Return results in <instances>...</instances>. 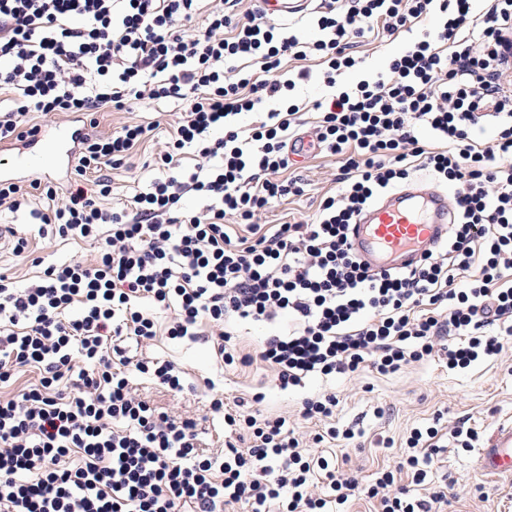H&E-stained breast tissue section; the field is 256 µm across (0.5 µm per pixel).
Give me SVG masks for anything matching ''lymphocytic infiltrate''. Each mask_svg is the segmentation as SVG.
<instances>
[{
  "label": "lymphocytic infiltrate",
  "instance_id": "1",
  "mask_svg": "<svg viewBox=\"0 0 512 512\" xmlns=\"http://www.w3.org/2000/svg\"><path fill=\"white\" fill-rule=\"evenodd\" d=\"M198 2L0 0V142L35 135L38 112L89 128L67 193L0 181V205L28 209L39 237L99 248L95 262L53 263L21 286L0 273V512H331L360 495L380 512H446L448 488L429 486L428 469L462 426L411 431L405 462L365 488L336 456L308 453L287 417L261 413L259 392L233 404L213 394L211 415L236 437L204 447L196 418L139 386L182 391L183 371L130 346L204 340L224 365L262 363L284 390L437 354L452 370L500 356L512 335V0H321L320 34L305 42L260 8L240 17L224 0L202 18ZM428 16L438 25L384 71L338 85L357 64L354 40ZM289 56L321 64L315 141L338 159L339 189L311 222L267 226L260 215L305 186L280 177L305 124L281 70ZM161 100L181 102L183 120L129 209L104 207L110 170L151 129L101 135L97 113ZM271 100L280 109L265 111ZM486 111L496 124L483 143ZM246 112L257 124L244 132ZM415 159L454 190L448 241L411 270L372 271L349 228ZM35 197L45 209L30 208ZM189 198L201 209L185 210ZM284 315L288 333L242 353L230 323ZM337 405L329 391L303 401L302 418L326 426L314 441L340 434Z\"/></svg>",
  "mask_w": 512,
  "mask_h": 512
}]
</instances>
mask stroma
<instances>
[{"mask_svg":"<svg viewBox=\"0 0 512 512\" xmlns=\"http://www.w3.org/2000/svg\"><path fill=\"white\" fill-rule=\"evenodd\" d=\"M412 39L411 33L402 32L385 43L372 38L358 43L353 52L358 64L342 75V82L352 84L367 73L384 69L390 57ZM303 68L310 70L311 77L297 84L293 96L297 103L307 105L305 120L312 125L318 114L310 105L325 92L319 78L320 67L314 60L290 58L284 63L285 71L291 74ZM183 115L181 105L172 100L129 111L108 109L98 113L97 131L101 134L134 122L156 126L153 137L137 147L129 167L115 171L110 207H126L138 188L143 164L165 150ZM304 164L309 179L304 195L277 202L262 216V223L309 219L320 200L334 194L335 158L319 154L305 159ZM146 351L175 361L186 373L187 386L183 392L150 387L155 404L200 416L202 436L212 441L224 440L229 434L222 421L206 416L212 389L223 390L230 399H247L254 392H263V412L285 413L295 421H301L304 398L326 389L335 391L339 399L336 426L354 430L356 437L351 441L325 442L320 449L344 459L345 470L357 474L365 484L372 481L378 468L403 462L410 432L432 425L436 414H443V425L447 428L464 422L476 435L471 447L448 441L431 466L433 483L446 482L452 486L447 512H512V476H488L475 461L479 448L487 445L497 427L512 421V343L506 344L499 359L479 362L464 370L448 369L445 360L435 356L390 375L365 370L355 376L313 377L302 387L288 391L280 390L261 367H222L211 346L203 342L178 343L160 335Z\"/></svg>","mask_w":512,"mask_h":512,"instance_id":"obj_1","label":"stroma"}]
</instances>
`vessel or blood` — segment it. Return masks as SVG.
Returning a JSON list of instances; mask_svg holds the SVG:
<instances>
[{
	"instance_id": "obj_1",
	"label": "vessel or blood",
	"mask_w": 512,
	"mask_h": 512,
	"mask_svg": "<svg viewBox=\"0 0 512 512\" xmlns=\"http://www.w3.org/2000/svg\"><path fill=\"white\" fill-rule=\"evenodd\" d=\"M310 0H263L267 12L279 18L303 13ZM85 130L62 122L43 129L15 156L27 173L53 178L62 168L73 166ZM452 214L448 194L438 188H408L382 193L360 215L354 229L355 253L373 269L404 268L428 249L447 242ZM477 462L482 472L495 476L512 474V424L492 435L480 449Z\"/></svg>"
}]
</instances>
